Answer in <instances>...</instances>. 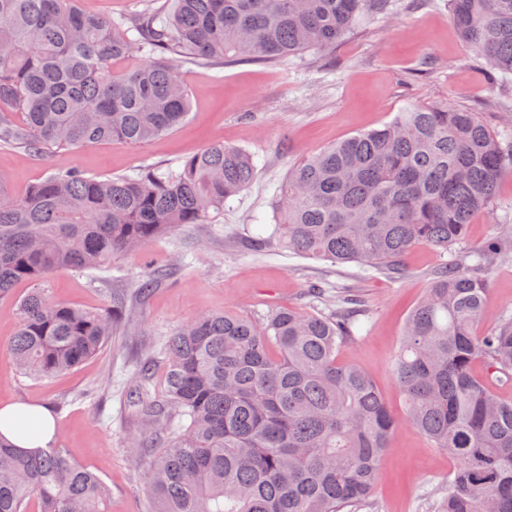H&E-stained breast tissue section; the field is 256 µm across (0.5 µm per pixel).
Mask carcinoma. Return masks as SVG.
Masks as SVG:
<instances>
[{
	"instance_id": "obj_1",
	"label": "carcinoma",
	"mask_w": 512,
	"mask_h": 512,
	"mask_svg": "<svg viewBox=\"0 0 512 512\" xmlns=\"http://www.w3.org/2000/svg\"><path fill=\"white\" fill-rule=\"evenodd\" d=\"M392 0H155L118 22L78 0H0V141L48 156L167 135L188 117L183 65L282 63L336 48ZM462 41L498 82L512 76V0H448ZM135 33L130 37L129 33ZM138 54L148 61L123 66ZM16 114L21 127L10 124ZM512 175V136L475 112L410 104L381 128L296 161L275 194L270 237L288 251L355 262L394 277L420 245L461 250L474 216ZM258 174L222 142L176 169L87 177L54 170L23 194L0 189V301L15 303V371L34 379L97 356L127 317L52 299L47 279L97 270L186 224H208ZM505 253L444 265L406 321L394 359L397 415L358 366L337 361L356 339L359 295L333 317L291 309L264 322L224 312L182 323L162 348L166 396L146 406L159 445L144 493L149 512H343L371 492L393 431L405 422L456 461L445 512H512V315L487 316L481 272ZM27 287L18 293L20 286ZM483 361L485 379L472 373ZM186 419L175 428L172 420ZM102 479L53 445L28 451L0 436V512H107Z\"/></svg>"
}]
</instances>
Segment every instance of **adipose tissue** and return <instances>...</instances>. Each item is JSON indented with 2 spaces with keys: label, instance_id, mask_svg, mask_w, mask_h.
<instances>
[{
  "label": "adipose tissue",
  "instance_id": "ef3b65f1",
  "mask_svg": "<svg viewBox=\"0 0 512 512\" xmlns=\"http://www.w3.org/2000/svg\"><path fill=\"white\" fill-rule=\"evenodd\" d=\"M55 433V420L44 409L21 402L0 406V436L17 447H47Z\"/></svg>",
  "mask_w": 512,
  "mask_h": 512
}]
</instances>
